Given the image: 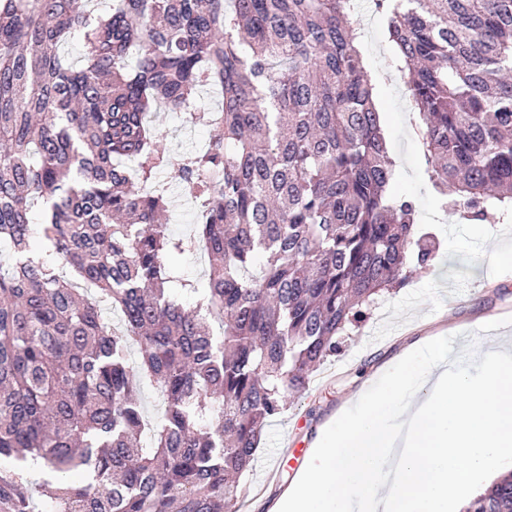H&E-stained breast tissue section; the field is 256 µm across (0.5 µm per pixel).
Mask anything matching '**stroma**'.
<instances>
[{"mask_svg": "<svg viewBox=\"0 0 512 512\" xmlns=\"http://www.w3.org/2000/svg\"><path fill=\"white\" fill-rule=\"evenodd\" d=\"M360 17L359 47L384 117L387 149L401 190L417 203V227L427 234L434 260L403 288L385 294L364 322L349 329L341 355L320 366L307 392L266 426L253 470L237 482L240 512H264L262 501L275 497L294 477L293 455L308 451L326 418L401 348L442 326L482 340L491 333L483 322L492 317L512 334V259L496 255L499 244H512V215L473 224L462 218L461 206H441L428 180L415 117L406 110L404 81L384 36V20L376 11H361ZM152 123L165 132L160 148L170 155L190 152L207 140L203 127L173 112H154Z\"/></svg>", "mask_w": 512, "mask_h": 512, "instance_id": "1", "label": "stroma"}]
</instances>
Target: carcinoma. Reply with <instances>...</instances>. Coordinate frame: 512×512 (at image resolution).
Here are the masks:
<instances>
[{
	"label": "carcinoma",
	"instance_id": "cac0c4a2",
	"mask_svg": "<svg viewBox=\"0 0 512 512\" xmlns=\"http://www.w3.org/2000/svg\"><path fill=\"white\" fill-rule=\"evenodd\" d=\"M376 3L433 190L477 224L512 212V0ZM90 4L0 0V512H43L35 468L55 512H238L229 479L265 426L434 255L397 189L357 0ZM160 108L207 144L170 159ZM170 163L201 204L189 236L161 223ZM201 246L200 286L172 258ZM464 512H512V473Z\"/></svg>",
	"mask_w": 512,
	"mask_h": 512
}]
</instances>
